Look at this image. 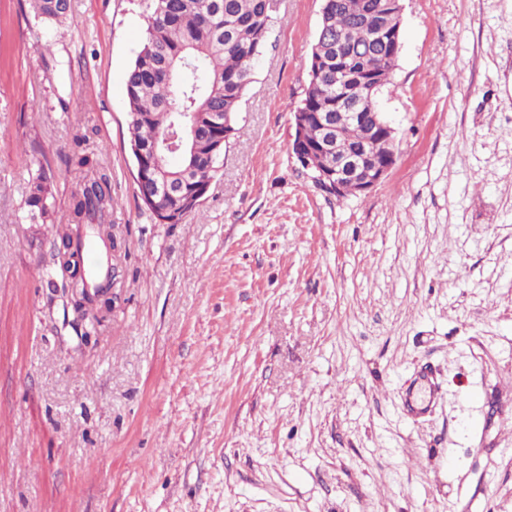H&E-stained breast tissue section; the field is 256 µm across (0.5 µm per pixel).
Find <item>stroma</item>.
<instances>
[{"label":"stroma","instance_id":"stroma-1","mask_svg":"<svg viewBox=\"0 0 512 512\" xmlns=\"http://www.w3.org/2000/svg\"><path fill=\"white\" fill-rule=\"evenodd\" d=\"M45 40L0 0V512H512V0H401L378 106L396 162L317 189L290 152L322 0H277L201 204L136 194L139 0H71ZM112 177L121 299L95 343L45 270L83 173ZM45 170L48 224L23 219ZM430 367L442 394L412 420ZM438 389V382L430 370H417L407 388L406 409L408 415L418 419L429 413L436 402Z\"/></svg>","mask_w":512,"mask_h":512}]
</instances>
